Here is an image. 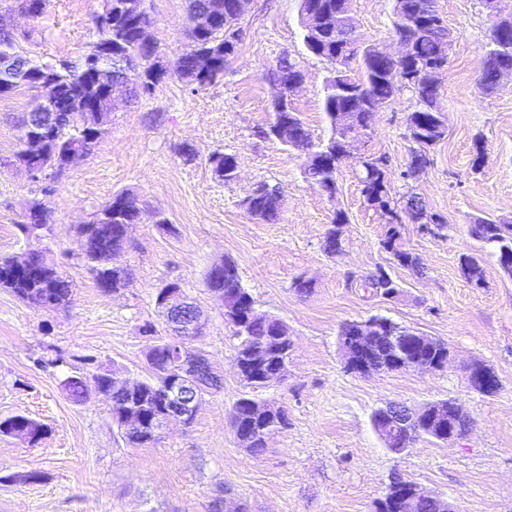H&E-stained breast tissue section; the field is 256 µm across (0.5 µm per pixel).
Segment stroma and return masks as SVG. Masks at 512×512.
<instances>
[{"instance_id": "obj_1", "label": "stroma", "mask_w": 512, "mask_h": 512, "mask_svg": "<svg viewBox=\"0 0 512 512\" xmlns=\"http://www.w3.org/2000/svg\"><path fill=\"white\" fill-rule=\"evenodd\" d=\"M104 3L48 0L42 18L14 14L6 24L28 31L37 55L75 60L94 40L93 20ZM299 5L251 0L221 81L194 93L168 79L113 112L108 134L47 196L12 164L20 145L16 118L38 97L25 88L0 97V258L26 249L23 213L42 198L47 243L73 298L69 311H49L0 290V417L23 413L48 428L33 445L0 435V512H209L217 498L227 512H375L394 476L454 500L460 512H512V279L467 234L478 216L512 223V75L494 92L479 86L489 13L483 0H437L452 34L439 78L445 136L430 148L418 179L402 177L414 148L407 118L415 98L405 89L376 112L370 138L344 160L330 198L304 181L296 151L255 134L271 119L274 91L265 75L287 54L305 75L291 98L294 108L313 140L328 135L323 89L329 66L302 44ZM349 8L366 43L399 51L394 0H350ZM147 9L157 53L174 63L186 43V0H147ZM183 146L195 150L193 161L180 156ZM218 152L236 156L238 181L217 177L209 157ZM361 154L386 158L393 197L420 193L429 213L446 222L431 233L403 224V245L418 258L419 271L397 265L382 247L386 219L363 202ZM259 183L282 192L278 223L256 220L242 205ZM122 190L138 195L146 216L116 258L130 273L127 287L105 293L80 258L73 227ZM339 210L348 222L343 250L331 256L323 237ZM158 215L172 231L156 226ZM466 254L478 258L482 285L465 277ZM227 257L260 309L283 320L294 342L287 375L262 392L287 407L288 426L260 455L241 448L231 426L233 404L247 388L234 369L235 341L223 308L205 285L208 267ZM380 267L398 285L394 298H374L351 284L352 276ZM299 276L313 284L308 296L291 288ZM171 282L181 284L207 318L196 344L223 376L224 390L205 397L191 425L171 422L157 445L130 448L112 424L107 400L74 405L59 378L115 365L128 377H145L152 339L141 328L159 324L155 297ZM376 314L442 340L449 352L445 367L347 372L339 329ZM59 354L63 367L51 366ZM40 357L47 366L37 365ZM474 364L498 375L496 395L469 388L467 370ZM448 399L473 421L464 439L422 438L395 454L372 426L383 403L418 407ZM33 471L41 480L26 482Z\"/></svg>"}]
</instances>
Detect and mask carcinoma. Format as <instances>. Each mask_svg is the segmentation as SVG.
I'll return each instance as SVG.
<instances>
[{
	"label": "carcinoma",
	"instance_id": "cac0c4a2",
	"mask_svg": "<svg viewBox=\"0 0 512 512\" xmlns=\"http://www.w3.org/2000/svg\"><path fill=\"white\" fill-rule=\"evenodd\" d=\"M119 0H106L102 14L95 18V40L89 50L77 62L60 59L45 61L30 54L29 50H20L23 37L8 30H0V83L11 90L24 86L35 88L47 98L51 105L58 104L65 97L70 108L60 109L44 118L36 112H28L22 119L28 121V127L40 130L47 139L41 145L40 153L28 158L24 150L14 156V164L26 161L39 170V178L49 186L53 185L68 169L79 164L91 154L99 141L108 133L112 121V103L109 101L97 106L100 96L98 79L108 82L112 78H124L127 82L128 99L136 100L151 95L156 87L171 75L185 83L193 92L202 90L224 77V70L234 56L242 39L239 18L234 14V0H223V19L213 28L199 32L189 31L188 44L177 58L174 68L155 73L151 68L126 72L113 62L112 57L102 53L101 46L112 45L114 50H134L138 19L121 15L117 11ZM306 9L316 16L322 31V39L314 42L303 36L306 50L322 58L335 72L336 61L343 62L349 70L352 92L338 88L334 81H326L323 107L329 124L330 136L327 140H312L302 120L294 122L288 131V139L282 144L307 156L312 160L303 166L305 180L319 191L336 192V175L341 166L342 136L348 133L365 134L373 125L374 113L365 108L372 102L386 103L401 88L411 91L416 99V108L408 116V128L417 129L424 134L419 142V151L411 154L405 171V178L411 179L426 164L427 150L443 139L444 133L436 131L438 114L433 104L439 101L440 89L423 81L419 66L428 64L438 57L441 38L448 33V27L440 15L436 0H395V32L409 40L411 45V63L414 77H402L391 80L390 73L398 65L388 61H377L365 52H349V46L362 41L358 27L350 15L349 0H302ZM488 50L492 51L495 61L482 66L480 87L485 92L496 90L501 81V71H512V20L493 21L491 25ZM210 55L216 60L213 75L201 77L197 73L198 59ZM358 68H353V63ZM298 71V67L289 57H281L268 72V82L275 89L273 107L280 111L273 113V119L266 126L256 130L263 139H276L275 130L279 125L288 124V116L294 114L292 103L285 97L288 78ZM215 174L231 182L228 171L236 158L231 154L215 153L210 157ZM359 181L365 204L387 216L389 219L383 248L402 266L416 269L415 256L404 249L401 242L400 226L403 219L416 222L421 218L432 223V216L426 211L422 197L411 192L408 196L395 199L390 193L382 158L371 157L365 160L359 169ZM246 211L264 222H277L280 219V191L274 187L260 195H247L242 200ZM142 210L136 195L122 191L102 206L87 224H79L76 232L79 237L90 242V248L82 253V258L94 276L99 288L106 293H115L125 287L128 273L119 274L112 270L107 260L108 234L122 227L126 230L141 223ZM348 223L347 215L342 211L334 213L324 236L327 253L334 255L340 250L339 241L332 230L338 224ZM468 235L479 243L480 247L490 249L496 258H501L502 248L512 243V224H502L488 217L470 220ZM20 230L29 243V264L22 270L13 268L11 258H0V288L12 293L21 301L36 309L67 310L71 305V289L62 276L52 256L49 246L43 244L48 222L39 224H20ZM206 285L223 290L230 299L229 308L224 311V323L229 326L232 336L237 340L234 358L242 360L248 351L263 342L266 336L274 335L276 322L280 318L260 309L253 295L242 285L235 262H228V272L215 278L205 277ZM357 287L370 296L387 298L396 290L390 274L379 267L371 273L355 279ZM148 375L140 380L135 393H129L122 400L115 398L112 388L113 376L121 371L97 369L86 373L74 372L61 380V387L67 399L75 405H84L94 396H103L110 403L112 420L117 426L120 438L125 445L142 448L156 445L161 441L147 433H138L128 429L122 413L134 407L147 420L157 416L163 408L162 394L164 378L160 372L163 354L146 355ZM209 357L204 349L195 353L190 372L194 385L203 395L223 392L224 378L214 371L208 363ZM252 394H244L233 405L232 424L242 427L251 442L252 453L262 454L273 438L272 429L267 424H255L248 420V403L259 401L257 392L266 388V384L249 385ZM25 432L30 435L31 443H37L46 433L47 427L21 413L0 418V434L14 435Z\"/></svg>",
	"mask_w": 512,
	"mask_h": 512
}]
</instances>
